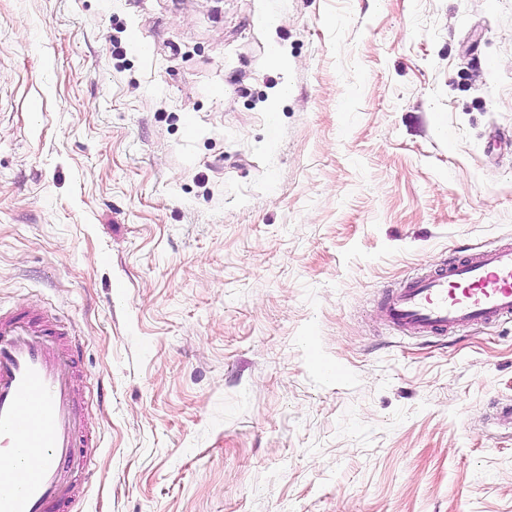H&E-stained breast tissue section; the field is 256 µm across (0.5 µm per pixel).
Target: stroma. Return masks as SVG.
I'll list each match as a JSON object with an SVG mask.
<instances>
[{"label":"stroma","mask_w":512,"mask_h":512,"mask_svg":"<svg viewBox=\"0 0 512 512\" xmlns=\"http://www.w3.org/2000/svg\"><path fill=\"white\" fill-rule=\"evenodd\" d=\"M507 241L512 0H0V309L83 353L77 512H512V322L380 308Z\"/></svg>","instance_id":"obj_1"}]
</instances>
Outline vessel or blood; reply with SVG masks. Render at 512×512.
Instances as JSON below:
<instances>
[{
    "mask_svg": "<svg viewBox=\"0 0 512 512\" xmlns=\"http://www.w3.org/2000/svg\"><path fill=\"white\" fill-rule=\"evenodd\" d=\"M384 312L412 335L512 320V242L416 275ZM77 358L63 321L0 310V512H73L79 480L92 477L95 441L79 413Z\"/></svg>",
    "mask_w": 512,
    "mask_h": 512,
    "instance_id": "b4317fda",
    "label": "vessel or blood"
}]
</instances>
